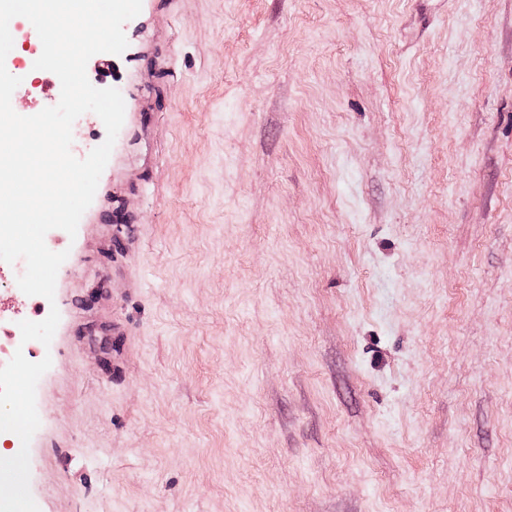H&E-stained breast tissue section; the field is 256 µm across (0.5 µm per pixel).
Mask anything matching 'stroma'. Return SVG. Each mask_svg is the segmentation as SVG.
Listing matches in <instances>:
<instances>
[{
    "label": "stroma",
    "mask_w": 512,
    "mask_h": 512,
    "mask_svg": "<svg viewBox=\"0 0 512 512\" xmlns=\"http://www.w3.org/2000/svg\"><path fill=\"white\" fill-rule=\"evenodd\" d=\"M56 279L39 512H512V0H142ZM5 59L17 112L59 78Z\"/></svg>",
    "instance_id": "stroma-1"
}]
</instances>
